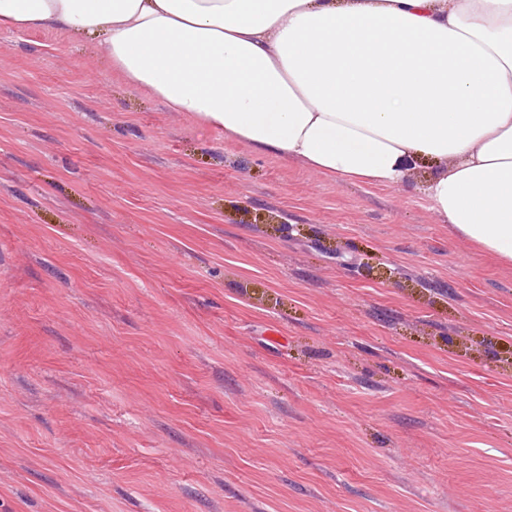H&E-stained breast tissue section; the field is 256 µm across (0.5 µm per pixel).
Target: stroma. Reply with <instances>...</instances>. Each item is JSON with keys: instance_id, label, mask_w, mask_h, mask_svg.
<instances>
[{"instance_id": "stroma-1", "label": "stroma", "mask_w": 512, "mask_h": 512, "mask_svg": "<svg viewBox=\"0 0 512 512\" xmlns=\"http://www.w3.org/2000/svg\"><path fill=\"white\" fill-rule=\"evenodd\" d=\"M0 512H512V268L1 31Z\"/></svg>"}]
</instances>
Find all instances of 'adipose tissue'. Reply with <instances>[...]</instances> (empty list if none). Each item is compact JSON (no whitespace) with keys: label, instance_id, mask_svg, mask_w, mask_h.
Returning a JSON list of instances; mask_svg holds the SVG:
<instances>
[{"label":"adipose tissue","instance_id":"adipose-tissue-1","mask_svg":"<svg viewBox=\"0 0 512 512\" xmlns=\"http://www.w3.org/2000/svg\"><path fill=\"white\" fill-rule=\"evenodd\" d=\"M95 40L173 112L316 173L406 188L512 267V0H0Z\"/></svg>","mask_w":512,"mask_h":512}]
</instances>
